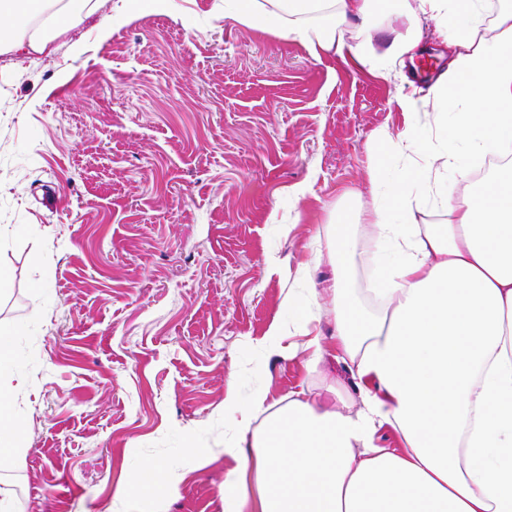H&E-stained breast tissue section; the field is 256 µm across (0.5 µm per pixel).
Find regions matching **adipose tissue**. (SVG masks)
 <instances>
[{
	"mask_svg": "<svg viewBox=\"0 0 512 512\" xmlns=\"http://www.w3.org/2000/svg\"><path fill=\"white\" fill-rule=\"evenodd\" d=\"M434 21L455 55L431 100L401 99L432 119L375 136L367 224L381 263L366 311L343 272L355 221L324 227L338 277L331 288L337 348L355 366L360 404L328 408L306 390L274 409L264 391L241 403L228 451L241 459L225 483V512H512V6L488 0H224V15L302 44L313 56L350 57L386 69L417 46L415 28L384 51L373 45L381 10ZM95 0H0V54L44 53L63 26L96 18ZM27 16L31 25L16 27ZM505 163L480 181L487 153ZM401 166L385 180L389 160ZM447 210L444 224H417L421 206ZM16 354L0 343V466L18 452L9 409ZM401 439L374 443L382 426ZM180 477L145 463L131 480L144 496L173 497Z\"/></svg>",
	"mask_w": 512,
	"mask_h": 512,
	"instance_id": "adipose-tissue-1",
	"label": "adipose tissue"
}]
</instances>
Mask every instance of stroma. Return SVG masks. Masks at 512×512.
I'll return each mask as SVG.
<instances>
[{
    "label": "stroma",
    "instance_id": "35a3bbf8",
    "mask_svg": "<svg viewBox=\"0 0 512 512\" xmlns=\"http://www.w3.org/2000/svg\"><path fill=\"white\" fill-rule=\"evenodd\" d=\"M130 17L99 40L93 21L44 54H0V338L21 356L12 400L21 451L0 499L22 512H224V395L286 404L301 388L360 396L327 350L306 369L304 336L259 348L288 297L329 300L336 270L313 245L341 211L372 203L379 130L447 68L427 19L413 66L368 71L225 18L224 0H101ZM83 51H70L73 43ZM413 75L406 83L405 75ZM347 285L367 310L376 270L353 230ZM297 352H288V344ZM179 470L176 496H128L146 462Z\"/></svg>",
    "mask_w": 512,
    "mask_h": 512
}]
</instances>
